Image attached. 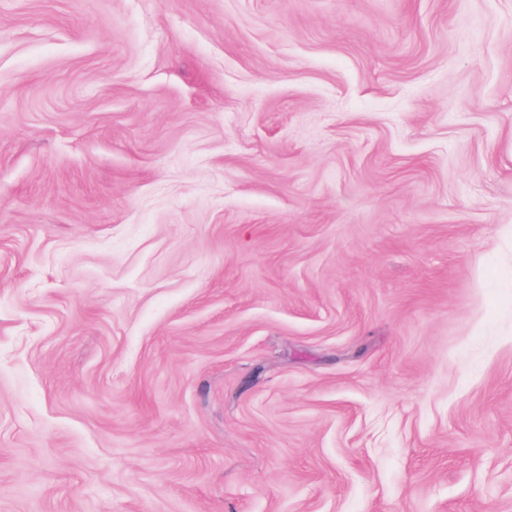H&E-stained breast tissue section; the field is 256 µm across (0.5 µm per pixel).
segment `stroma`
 Wrapping results in <instances>:
<instances>
[{
	"label": "stroma",
	"mask_w": 512,
	"mask_h": 512,
	"mask_svg": "<svg viewBox=\"0 0 512 512\" xmlns=\"http://www.w3.org/2000/svg\"><path fill=\"white\" fill-rule=\"evenodd\" d=\"M0 512H512V0H0Z\"/></svg>",
	"instance_id": "obj_1"
}]
</instances>
